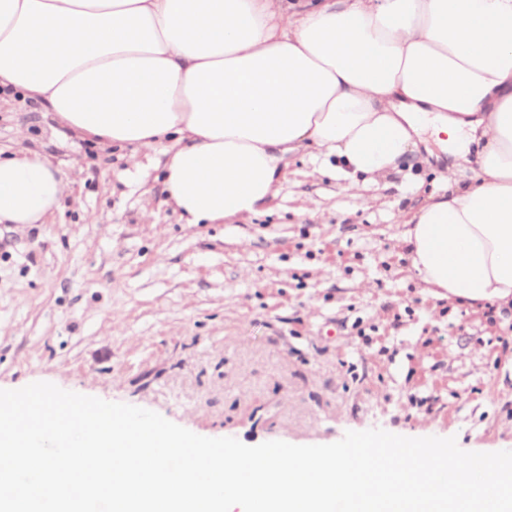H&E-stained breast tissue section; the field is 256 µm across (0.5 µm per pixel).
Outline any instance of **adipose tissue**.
I'll return each mask as SVG.
<instances>
[{
  "label": "adipose tissue",
  "mask_w": 512,
  "mask_h": 512,
  "mask_svg": "<svg viewBox=\"0 0 512 512\" xmlns=\"http://www.w3.org/2000/svg\"><path fill=\"white\" fill-rule=\"evenodd\" d=\"M17 92L53 134L162 153L186 224L259 214L288 154L336 157L356 190L434 139L448 194L403 214L410 268L512 305V0H0ZM66 190L50 156L0 155V224L51 223Z\"/></svg>",
  "instance_id": "ef3b65f1"
}]
</instances>
